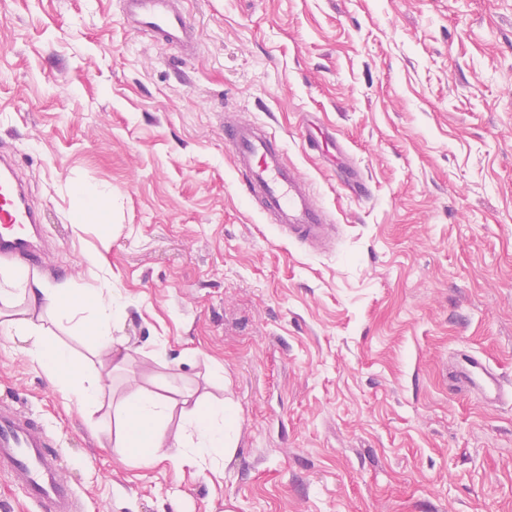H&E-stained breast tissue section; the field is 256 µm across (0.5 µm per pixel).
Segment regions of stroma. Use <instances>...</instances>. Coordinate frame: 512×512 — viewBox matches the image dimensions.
I'll use <instances>...</instances> for the list:
<instances>
[{"label":"stroma","mask_w":512,"mask_h":512,"mask_svg":"<svg viewBox=\"0 0 512 512\" xmlns=\"http://www.w3.org/2000/svg\"><path fill=\"white\" fill-rule=\"evenodd\" d=\"M183 5L192 55L116 0H0V148L43 216L37 273L95 285L97 252L130 346L82 409L0 335V404L50 439L76 512H512V402L448 381L463 348L512 380V0ZM228 113L281 139L331 249L243 197ZM78 185L110 189L106 223L71 224ZM172 387L232 397L224 468L116 448L114 407Z\"/></svg>","instance_id":"stroma-1"}]
</instances>
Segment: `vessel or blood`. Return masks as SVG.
<instances>
[{
  "label": "vessel or blood",
  "mask_w": 512,
  "mask_h": 512,
  "mask_svg": "<svg viewBox=\"0 0 512 512\" xmlns=\"http://www.w3.org/2000/svg\"><path fill=\"white\" fill-rule=\"evenodd\" d=\"M120 11L136 31L154 42L194 51L199 34L179 0H118ZM224 140L241 177L246 196L259 211L280 224L300 244L323 242L334 227L305 180L290 165L275 133L255 123L232 120L224 124ZM41 221L22 187L14 160L0 158V256H19L38 264L42 252L31 231ZM456 389L475 393L493 403L508 384L482 357L459 351L449 371ZM0 469L22 485L25 496L41 512H72L71 489L60 476L61 464L36 423L20 411L0 406Z\"/></svg>",
  "instance_id": "vessel-or-blood-1"
}]
</instances>
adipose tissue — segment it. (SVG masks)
Masks as SVG:
<instances>
[{"label": "adipose tissue", "instance_id": "1", "mask_svg": "<svg viewBox=\"0 0 512 512\" xmlns=\"http://www.w3.org/2000/svg\"><path fill=\"white\" fill-rule=\"evenodd\" d=\"M122 297L108 285L94 288L53 286L23 266L0 265V334L18 338L25 352L82 408L99 405L105 375L87 377L83 360L62 345L51 324L70 325L94 354L115 366L126 362L129 348L116 330L125 314ZM175 433H167L168 424ZM115 442L142 464L168 459L175 467H217L233 455L239 416L231 398H192L140 391L115 410Z\"/></svg>", "mask_w": 512, "mask_h": 512}]
</instances>
